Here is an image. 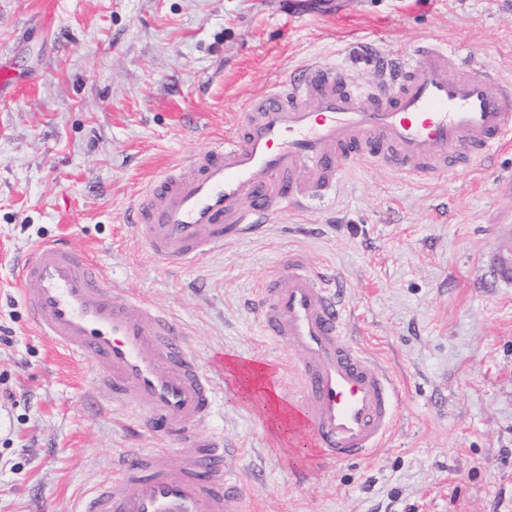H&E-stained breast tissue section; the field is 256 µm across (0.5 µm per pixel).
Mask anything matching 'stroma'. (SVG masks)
<instances>
[{
    "mask_svg": "<svg viewBox=\"0 0 512 512\" xmlns=\"http://www.w3.org/2000/svg\"><path fill=\"white\" fill-rule=\"evenodd\" d=\"M0 0V512H74L130 448L179 447L131 428L78 359L31 325L15 263L61 238L106 282L181 323L217 388L232 352L287 363L247 302L281 254L349 286L355 341L402 386L398 426L370 460L298 481L261 413L225 395L202 427L242 450L252 512H512V147L494 167L412 180L352 161L335 196L286 209L180 271L124 221L165 171L237 128L249 103L308 65L373 83L426 39L512 79V0ZM43 16L36 30L31 17Z\"/></svg>",
    "mask_w": 512,
    "mask_h": 512,
    "instance_id": "obj_1",
    "label": "stroma"
}]
</instances>
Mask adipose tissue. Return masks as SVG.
I'll return each mask as SVG.
<instances>
[{
	"instance_id": "1",
	"label": "adipose tissue",
	"mask_w": 512,
	"mask_h": 512,
	"mask_svg": "<svg viewBox=\"0 0 512 512\" xmlns=\"http://www.w3.org/2000/svg\"><path fill=\"white\" fill-rule=\"evenodd\" d=\"M224 369L234 384V396L255 405L276 434L288 430V413L276 398V378L269 369L240 360L235 354L224 356Z\"/></svg>"
}]
</instances>
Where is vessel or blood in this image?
<instances>
[{
    "label": "vessel or blood",
    "instance_id": "vessel-or-blood-1",
    "mask_svg": "<svg viewBox=\"0 0 512 512\" xmlns=\"http://www.w3.org/2000/svg\"><path fill=\"white\" fill-rule=\"evenodd\" d=\"M512 141V80L480 60L460 62L429 39L401 58L379 87L309 66L250 103L238 128L191 156L189 175L167 172L126 213L152 256L184 269L254 234L282 208L335 192L356 158L421 179L495 159ZM251 302L261 335L294 354L297 386L281 403L298 426L292 448L329 463L376 454L396 424L399 390L349 332L346 283L313 273L303 253ZM30 321L80 359L118 408L179 448H131L116 484H102L77 512H228L249 486L239 448L199 433L218 391L185 345L181 327L143 300L106 285L97 263L53 239L19 267Z\"/></svg>",
    "mask_w": 512,
    "mask_h": 512
}]
</instances>
